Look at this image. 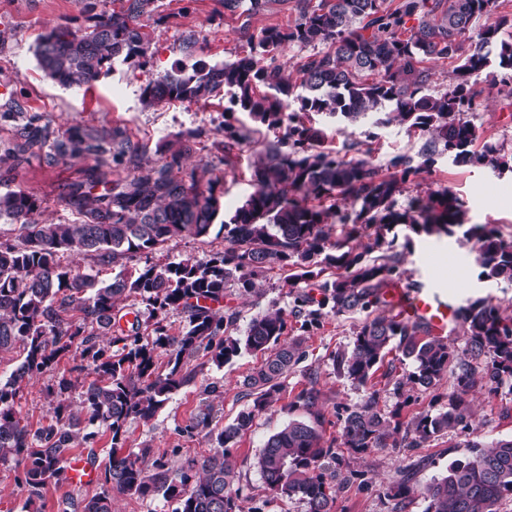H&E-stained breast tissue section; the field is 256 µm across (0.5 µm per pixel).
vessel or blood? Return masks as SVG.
<instances>
[{
  "instance_id": "1",
  "label": "vessel or blood",
  "mask_w": 512,
  "mask_h": 512,
  "mask_svg": "<svg viewBox=\"0 0 512 512\" xmlns=\"http://www.w3.org/2000/svg\"><path fill=\"white\" fill-rule=\"evenodd\" d=\"M392 301L402 318L424 325L432 336L447 339L456 322V308L447 295L424 288L397 287L392 291ZM67 480L74 486L94 484L96 476L84 459L70 460L66 469Z\"/></svg>"
}]
</instances>
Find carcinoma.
Masks as SVG:
<instances>
[{
	"label": "carcinoma",
	"mask_w": 512,
	"mask_h": 512,
	"mask_svg": "<svg viewBox=\"0 0 512 512\" xmlns=\"http://www.w3.org/2000/svg\"><path fill=\"white\" fill-rule=\"evenodd\" d=\"M156 2L122 0L120 11L92 14L83 29L59 27L42 34L35 48L40 70L62 87L82 88L118 62L145 57L149 37L141 18L157 10ZM220 2L224 14L239 18L268 11L276 0ZM499 7L500 0H294L297 16L287 28L270 25L252 32L241 25L246 55L213 65L176 63L145 88L147 105L226 98L224 111L246 112L268 130L285 129L255 153V189L230 214L218 191L223 175L206 166L188 183L176 175L191 150L186 140L168 149L162 163L146 167L141 164L146 146L120 127L98 132L76 126L51 140L46 128L29 125L9 142L8 155L16 160L41 153L50 164L92 157L101 168L112 158L137 169L130 179L109 183L100 171L72 184L68 202L82 215L75 224L34 220L40 202L30 192L0 194V221L18 225L20 239L0 244V351L20 346L24 352L11 379L0 383V465L23 467L16 484L27 492L25 508L35 506L49 483L65 478L61 463L73 456L87 423L112 434L111 448L102 466L94 450L86 454L98 472V488L74 503V512H112L115 491L160 496L174 505L172 512H242L228 449L277 401L282 379L305 355V334L324 316L391 308L389 289L406 274L395 251L398 227L439 238L460 232L473 242L480 276L512 282V241L488 224L465 225L463 205L451 190L442 187L398 205L406 185L443 155L455 166L512 169L496 145L474 149L475 131L466 119L483 93L479 76L490 69L512 70V42L500 37L512 19ZM480 19L478 45L463 57L462 38ZM293 46L311 49L297 81L277 63ZM448 60L457 65L450 83L438 89L433 65ZM314 115L345 128L369 120L376 126L395 123L420 132L425 141L415 156H393L382 174L369 149L364 157L347 160L327 147ZM247 138L248 131L224 122V140L215 143L224 165L233 164L234 147ZM98 186L101 192L93 193ZM330 224L341 228L334 240L326 230ZM215 225L224 232V247L206 261L123 268L108 282L78 265L88 255L121 264L157 252L175 237H206ZM362 237L368 239L362 248L350 245ZM376 250L382 255L367 258ZM290 266L295 272L287 279L288 295L297 336L284 340L288 316L274 307L233 335L238 311L220 308L227 287L247 296L266 273ZM331 268L337 273L325 275ZM129 297L145 304L151 334L141 333L137 311L121 325L127 314L119 304ZM173 309L187 315L185 331L176 337L163 324ZM458 322L467 336L464 360L450 343L396 316L379 314L361 323L351 349L332 356L338 375L365 386L396 349L414 364L406 383L431 391L450 370L455 382L441 409L407 423L397 411H381L378 391L370 392L362 405L339 416L343 447L421 448L452 429L469 427L468 397L476 388L496 394L512 381V315L476 299L458 310ZM73 347L94 374L80 383L85 415L59 401L50 423L30 430L15 409L18 383L50 368ZM159 348L168 352L165 373L156 363ZM243 351L265 356L244 379L252 405L218 430L205 412L190 424L215 436L208 454L175 468L150 448L125 450L127 422L152 418L170 394L193 381L197 369H184L187 361L206 352L221 366ZM320 399L313 380L290 404L303 416L269 435L254 461L274 496L298 497L307 512H333L337 490L347 482L336 470L334 442L324 437ZM410 481L405 475L390 487L392 512H403L415 495L426 502L424 512H497L503 496L512 494V438L474 447L422 488Z\"/></svg>",
	"instance_id": "cac0c4a2"
}]
</instances>
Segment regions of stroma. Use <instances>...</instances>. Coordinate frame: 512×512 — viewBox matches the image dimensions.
I'll return each instance as SVG.
<instances>
[{
  "instance_id": "1",
  "label": "stroma",
  "mask_w": 512,
  "mask_h": 512,
  "mask_svg": "<svg viewBox=\"0 0 512 512\" xmlns=\"http://www.w3.org/2000/svg\"><path fill=\"white\" fill-rule=\"evenodd\" d=\"M96 10H117L119 0H0V83L10 84L12 92L0 94V144L9 141L31 117H42L57 133L81 126L109 129L126 128L132 140L144 144V164L158 163V145L178 140L190 131L199 132L195 150L184 161L181 177L205 164H218L215 142L224 138V103L173 101L148 106L143 101L145 85L170 71L179 61L221 62L243 52L246 42L240 34V19L229 18L219 0H158V15L145 21L150 45L145 58L116 65L114 71L91 88H64L45 77L34 55L39 36L54 27L79 29L87 24L86 6ZM195 35L193 47H186L187 35ZM469 119L479 141L502 146L506 158H512V98L490 92L484 106ZM327 143L335 149L350 145V157H361L371 149L375 164L383 165L394 155L417 152L424 141L420 133L388 126L373 128L364 123L338 130L336 122H322ZM268 131L251 134L234 150V163L224 169L221 188L224 210L233 212L253 191L250 162L261 149ZM94 158L65 160L54 164L44 158L30 157L24 162L0 159V193L23 189L41 201L35 218L43 224H72L78 221L76 208L65 201L70 184L85 180L95 167ZM448 187L463 203L469 224H492L503 237L512 240V172L497 174L481 166L457 167L448 158H438L432 172L422 174L418 186L408 187V194ZM224 241L216 236L176 237L151 254L154 262L191 259L203 261ZM407 271L404 284H423L437 288L456 306L469 300L487 298L512 312V283L480 279L471 243L462 236L416 235L405 251ZM285 271L269 272L257 293L239 297L228 289L226 304L239 312L238 329H245L250 319L270 307L290 311L293 303L284 287ZM364 313L330 314L320 327L306 336V356L284 382L277 403L259 414L251 430L230 450L234 479L241 489L243 512H307L300 498H276L266 488L253 459L266 438L295 412L290 404L307 386L309 372H316L323 395L326 439L340 436L338 413L364 403L370 390H378L379 406L389 412L400 409L402 421H409L429 410L435 395L447 394L451 376H444L436 392H421L401 381L413 369L410 360L398 352L387 355L390 375L376 373L372 387L366 388L340 377L331 365L336 351L350 348L354 334L364 320ZM261 362L260 356L245 353L223 365L205 362L195 379L173 392L163 408L150 420H129L125 427V446L130 450L151 448L154 455L178 466L191 458L205 455L214 447L213 438L190 430L189 424L203 408H211L219 424L231 422L248 400L243 385L245 377ZM91 369L79 350L59 358L51 369L19 384L16 409L23 423L37 429L47 423L50 412L49 387L60 379L80 381ZM474 420L470 430L448 434L421 448H372L362 454L338 448V469L347 483L336 494L334 512H391L387 497L389 486L416 460H426L417 472L418 486L441 476L450 460L466 454V445H483L512 437V387L502 386L491 394L479 389L472 396Z\"/></svg>"
}]
</instances>
